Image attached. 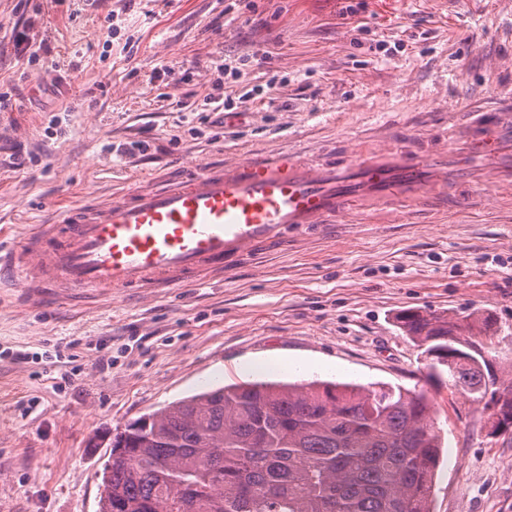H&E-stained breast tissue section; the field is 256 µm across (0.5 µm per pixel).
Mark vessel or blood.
Here are the masks:
<instances>
[{
	"mask_svg": "<svg viewBox=\"0 0 512 512\" xmlns=\"http://www.w3.org/2000/svg\"><path fill=\"white\" fill-rule=\"evenodd\" d=\"M481 169L512 181V106L448 127L447 140L419 150L385 140L339 164L295 149L255 153L220 169L188 168L178 181L102 205L55 212L10 261L17 288L34 299L61 288H173L232 266L246 250L278 247L291 227L392 201L424 209L475 196L461 180Z\"/></svg>",
	"mask_w": 512,
	"mask_h": 512,
	"instance_id": "obj_1",
	"label": "vessel or blood"
}]
</instances>
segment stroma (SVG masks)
Instances as JSON below:
<instances>
[{
	"instance_id": "obj_1",
	"label": "stroma",
	"mask_w": 512,
	"mask_h": 512,
	"mask_svg": "<svg viewBox=\"0 0 512 512\" xmlns=\"http://www.w3.org/2000/svg\"><path fill=\"white\" fill-rule=\"evenodd\" d=\"M252 3L228 17V0H0V246L58 205L158 184L178 158L302 147L346 161L375 142V114L395 138L441 135L512 97V0ZM219 82L232 112L198 111ZM476 189L469 210L388 203L326 235L290 232L287 250L189 286L23 304L0 288V512H99L96 436L263 380L424 394L442 443L431 512H512V431L489 434L485 404L430 376L397 324L407 310L487 318L512 378V185Z\"/></svg>"
}]
</instances>
